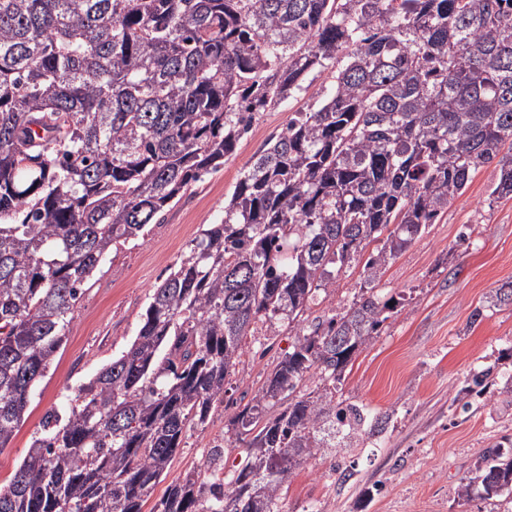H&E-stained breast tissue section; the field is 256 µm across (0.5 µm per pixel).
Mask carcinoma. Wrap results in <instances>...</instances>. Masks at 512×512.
Listing matches in <instances>:
<instances>
[{"label":"carcinoma","mask_w":512,"mask_h":512,"mask_svg":"<svg viewBox=\"0 0 512 512\" xmlns=\"http://www.w3.org/2000/svg\"><path fill=\"white\" fill-rule=\"evenodd\" d=\"M322 74L154 288L128 350L45 417L0 512H142L247 337L286 322L292 350L229 421L238 464L216 440L152 509L282 512L308 460L386 428L336 397L406 301L381 298L383 267L483 168L512 199V0H0V449L106 257ZM379 239L352 304L303 326L333 269ZM476 491L512 497V450H485L457 494Z\"/></svg>","instance_id":"carcinoma-1"}]
</instances>
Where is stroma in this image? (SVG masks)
Wrapping results in <instances>:
<instances>
[{
	"mask_svg": "<svg viewBox=\"0 0 512 512\" xmlns=\"http://www.w3.org/2000/svg\"><path fill=\"white\" fill-rule=\"evenodd\" d=\"M306 99L262 113L218 172L205 177L144 237L111 253L76 303L53 365L37 384L23 421L0 449V483L19 466L47 412L63 409L68 395L113 357L128 349L154 286L189 242L224 211L242 169L266 140L286 126ZM493 168L479 171L434 224L385 267L383 295L405 294L404 307L356 355L342 385L343 398L389 414L375 446L344 458L323 455L303 466L283 497V512H512V502L458 497L457 488L476 460L496 443L512 448V388L495 384L470 394L465 379L495 367L512 375V305L493 304L495 289L512 286V199L489 195ZM365 279L363 260L338 271L320 305L322 320L342 311ZM480 320H472L474 310ZM294 343L287 327L277 335L248 338L210 422L191 430L167 473L176 479L201 462L208 445L223 437L240 400L254 397L273 363ZM353 466L339 481L335 466ZM379 484L373 497L363 489Z\"/></svg>",
	"mask_w": 512,
	"mask_h": 512,
	"instance_id": "35a3bbf8",
	"label": "stroma"
}]
</instances>
